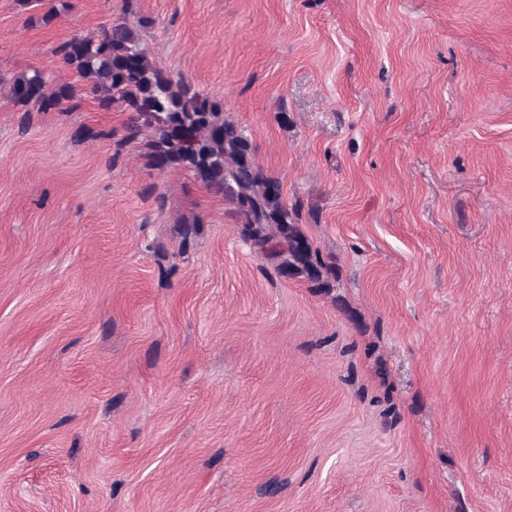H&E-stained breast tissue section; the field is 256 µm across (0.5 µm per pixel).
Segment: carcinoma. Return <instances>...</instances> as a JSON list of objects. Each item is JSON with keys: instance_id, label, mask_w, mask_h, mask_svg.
Returning <instances> with one entry per match:
<instances>
[{"instance_id": "cac0c4a2", "label": "carcinoma", "mask_w": 512, "mask_h": 512, "mask_svg": "<svg viewBox=\"0 0 512 512\" xmlns=\"http://www.w3.org/2000/svg\"><path fill=\"white\" fill-rule=\"evenodd\" d=\"M123 17L97 35L75 37L60 47L64 63L87 80L99 105L124 107L128 141L147 139V165L184 170L224 196L242 219L241 235L286 279H303L315 289L330 287L327 268L288 207L280 182L254 159L245 128L224 118L217 100L182 79L175 80L147 57L140 27ZM13 102L41 111L72 97L68 85L50 88L35 70L17 75L9 87Z\"/></svg>"}]
</instances>
